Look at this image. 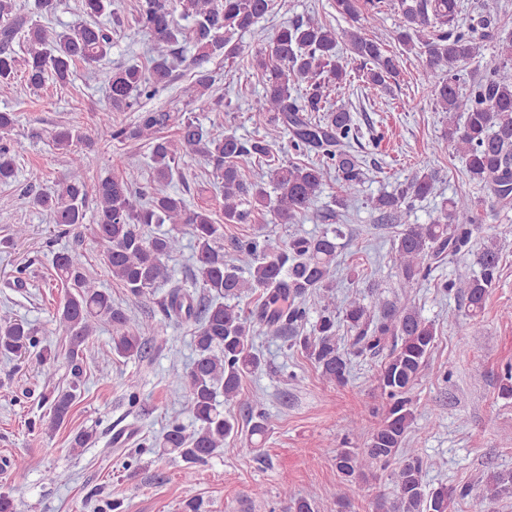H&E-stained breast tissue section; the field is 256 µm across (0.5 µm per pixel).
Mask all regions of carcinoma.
Returning <instances> with one entry per match:
<instances>
[{"label": "carcinoma", "instance_id": "obj_1", "mask_svg": "<svg viewBox=\"0 0 512 512\" xmlns=\"http://www.w3.org/2000/svg\"><path fill=\"white\" fill-rule=\"evenodd\" d=\"M64 0H0V86L22 78L38 90L46 83L65 85L77 62L98 64L111 52L112 25L120 18L112 12V0H80L83 20L59 32L50 19ZM336 12L353 22H377L378 15L397 9L402 25L395 41L404 49L426 57L425 81L435 106L448 113V141L462 155L465 171L487 197L502 209H512V32L499 37L498 64L478 79H467V68L482 58L487 30L499 26L494 6L466 19L459 18L457 0H334ZM272 9V0H140L134 23L150 38L149 66H123L102 73L107 85V107L97 113L94 136L80 127L62 125L51 134L54 150L68 157L69 171L60 183L44 186L43 170L31 166L25 180L34 193L32 207L47 214L53 224L78 231L86 226L100 247L102 263L112 279L133 302L152 294L171 281L166 260L182 250L181 228L189 227L195 243L194 282L205 300L176 284L162 300L163 319L195 325L196 358L191 367L171 371V379L183 391L182 410L194 423L189 431L179 422L169 424L158 442L160 453L175 454L190 465L201 463L224 447L238 433L239 424L220 409L239 395L242 378L261 367L256 349L255 326L311 360L327 382H347L350 355L388 350L376 376L381 399V418L364 448L336 450L333 457L343 483L355 485L391 464L394 489L373 499V512H456L461 500L496 502L512 486V472L494 471L482 488L440 484L426 489L422 458L405 448L416 414L411 392L428 368L436 329L422 317L412 295H402L399 304L373 314L354 297L340 305L334 291L341 226L319 235L293 234L281 247L272 248L261 235L237 242L238 257L224 260V225L243 224L251 213L270 216L271 224H293L306 214L330 176H335L336 205L348 206L364 172L358 157L349 150L357 138L351 113L333 108L331 92L351 81L348 61L338 47L335 28L310 18L279 26L269 49L251 55L261 71L263 93L251 109L266 118L267 131L260 138L244 139L218 127H203L187 116L171 118L164 110L142 111L132 125L112 121V112L130 109L140 99H150L170 82L176 58L175 46L195 50L194 78L181 90L191 104L212 87V75L204 64L215 57L235 58L244 53L232 36L249 30ZM366 17H361V12ZM187 24L181 25L176 16ZM351 59L359 62L360 77L372 87H388L400 75L399 56L386 41L357 26L344 34ZM21 46V52L13 44ZM177 125L172 137L162 135L169 122ZM18 123L14 112L0 110V186L16 182L19 143L13 132ZM288 135V149L298 157L313 160L285 161L279 157L280 134ZM139 142L150 151L154 187L141 186L138 170L127 167L121 175L106 176L88 185L83 147L97 142ZM200 156L213 164L224 188V219L207 207L189 209L184 198L167 191L181 159ZM258 162L267 167L264 182L246 178L243 165ZM95 198L92 224H85L88 194ZM438 193L435 170L423 167L391 192L373 200L374 209L388 224L403 229L393 242L395 261L403 287L416 288L430 279L433 263L442 256L456 257L468 251L473 232L483 224L482 199L460 195L443 200L428 224H413L410 216L416 202ZM153 224L171 229L150 235ZM479 271L464 280L442 281L438 287L464 297L468 317L481 315L486 299L499 280L500 257L496 246L484 249ZM54 280L66 287L56 321L68 338L65 359L76 381L44 397L50 411L47 429L55 431L69 417L80 396L77 379L83 374L84 351L90 337L105 329L110 334L112 354L138 358L144 354L152 323L136 319L129 308L112 301V294L86 273V256L77 251L59 253L53 259ZM261 292L250 311L239 306L242 297ZM320 304L310 330L307 302ZM354 333L352 347L336 343L337 322ZM39 349L45 361L51 349L41 346L38 331L21 320L0 321V355L24 358ZM289 500L288 512H316L315 496Z\"/></svg>", "mask_w": 512, "mask_h": 512}]
</instances>
